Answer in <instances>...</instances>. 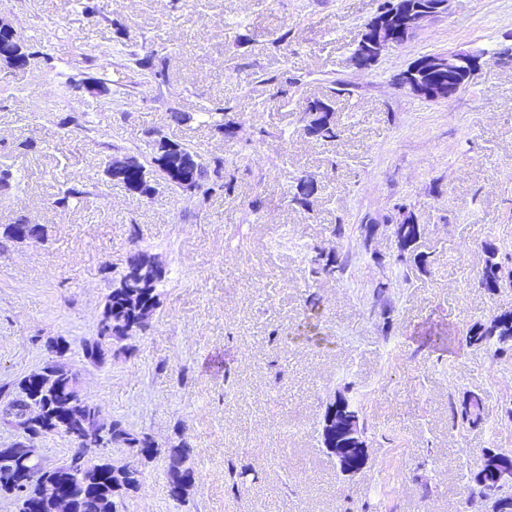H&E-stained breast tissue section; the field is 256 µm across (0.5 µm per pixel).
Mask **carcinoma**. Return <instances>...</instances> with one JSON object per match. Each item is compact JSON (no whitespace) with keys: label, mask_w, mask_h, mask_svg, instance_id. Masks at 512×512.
Here are the masks:
<instances>
[{"label":"carcinoma","mask_w":512,"mask_h":512,"mask_svg":"<svg viewBox=\"0 0 512 512\" xmlns=\"http://www.w3.org/2000/svg\"><path fill=\"white\" fill-rule=\"evenodd\" d=\"M437 0H409L411 8L400 16L399 28L421 26L431 16ZM428 81L448 79L456 84L468 85L473 75L471 70L462 69L453 73H428ZM341 90L330 88V94L315 98L305 103L303 112V131L313 135L322 142L334 141L340 136V127L336 118L333 97ZM201 117L212 123V126L224 136L234 135L237 121L232 113L221 105L201 113ZM150 138L149 146L152 153L147 163L136 162L132 169L118 174L105 169L109 179L124 183L135 194L149 198L155 192L154 184L163 182L170 189H183L182 170L190 169L192 183L200 190L204 198L224 188L225 180L234 179L235 162L222 157L202 159L198 152L175 143L166 138L158 129L147 131ZM316 192L314 183L300 176L292 185V202L304 209H311ZM399 215L396 222L399 230L398 251L395 263L402 267L405 281L411 275L422 271L427 259L417 252V242L424 233V225L417 223L416 217L407 206H394ZM483 264L478 272L477 287L490 295L498 294L506 284L512 285V252H502L493 242L483 247ZM311 273L317 278L342 279L349 269V257L336 252H327L323 248L314 249L310 258ZM163 275L159 273L150 257L136 251L128 257L118 284L107 295L101 317L97 337L85 347L87 359L94 364H101L106 357L108 345L112 340L140 335L149 327L150 318L161 304L159 285ZM497 340L505 345L512 341V309L496 312L490 322L473 324L467 332V342L481 346ZM29 379L19 385V393L11 399L12 416L8 421L20 427L24 415L40 413L44 417L43 428L66 435L71 428L68 416L77 421L88 423L94 428L93 439L78 448L69 459L61 465L46 469L41 462L30 460L27 463V480L20 482L15 469V462L9 457L0 455V492L14 495L18 512H30L32 495L38 486L45 481H53L63 493L67 494L73 504V512H120L119 506L123 499L136 492L140 487V471L135 469L124 472L110 462L89 456L90 449L98 451L112 445L125 446L136 455L152 457L159 453L155 441L148 437H139L123 428L120 422L109 424L98 417L100 408L90 403L79 394L75 375L67 369L56 372L50 385L36 387V393L26 394L29 390ZM342 415L347 421L360 418V411L349 400L339 397L326 407L321 429V441L326 448H363L366 445L367 427L361 432L352 434L348 431L336 432V415ZM453 425L477 428L484 423L483 398L475 392H468L452 404ZM494 452L486 448L482 458L471 471L472 482L484 491L491 486L493 474L483 467L484 457ZM190 448L185 444L168 450V474L170 479L184 482L183 490L187 491L195 483V471L186 466Z\"/></svg>","instance_id":"1"}]
</instances>
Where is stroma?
I'll return each mask as SVG.
<instances>
[{"instance_id":"1","label":"stroma","mask_w":512,"mask_h":512,"mask_svg":"<svg viewBox=\"0 0 512 512\" xmlns=\"http://www.w3.org/2000/svg\"><path fill=\"white\" fill-rule=\"evenodd\" d=\"M382 3L0 0V20L40 54L25 69L0 64V233L25 217L46 235L0 250V407L66 341L81 394L161 449H105L141 472L121 512H491L470 472L484 449L512 452V351L469 345L466 332L512 308V289L475 285L484 242L512 247V0H449L356 70ZM455 49L481 61L452 98L398 84L415 59ZM151 54L165 78L136 67ZM333 80L350 88L335 98L341 135L317 142L303 107ZM219 103L242 117L235 138L195 117ZM175 112L194 119L174 123ZM150 128L237 162L234 188L204 201L161 185L146 198L110 180L106 159L144 156ZM302 174L317 186L309 210L289 200ZM69 187L77 197L59 206ZM398 203L425 226L428 264L408 281L391 263ZM364 224L377 225L373 239ZM317 247L349 255L343 279L314 283ZM138 250L163 269L161 305L93 365L85 345ZM312 293L319 333L308 336ZM468 391L484 398L483 427L452 424ZM341 395L368 425V461L350 475L321 444ZM180 443L198 479L176 500L163 451ZM418 30L415 28L404 37L403 41L396 43L392 40L391 35L385 30H380L379 35L374 40H368L363 37L357 43L353 53V64L358 70L369 69L382 55L383 52L390 48L400 47L405 44Z\"/></svg>"}]
</instances>
